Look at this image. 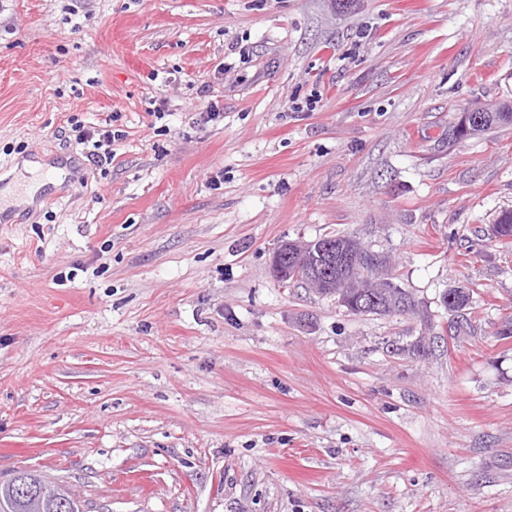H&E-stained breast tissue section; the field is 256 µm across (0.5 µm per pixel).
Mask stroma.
<instances>
[{
	"label": "stroma",
	"instance_id": "obj_1",
	"mask_svg": "<svg viewBox=\"0 0 512 512\" xmlns=\"http://www.w3.org/2000/svg\"><path fill=\"white\" fill-rule=\"evenodd\" d=\"M504 100L512 0H0V474L91 512H512V125L448 138ZM76 123L126 134L92 180ZM329 232L417 313L275 278ZM391 262L387 259L382 265L372 266L367 270H362L364 273L371 275L376 281L382 284L385 288H354L349 285L348 288H335L334 292L320 293L322 295H336L337 302L340 306L346 308L351 314H361L364 312L358 307V303L364 297H367L371 304V297L377 299L376 302L372 301L374 307L377 309L370 311L367 315H404L417 313L418 306L413 296L403 288H391L389 296H386V288L395 285L392 273L390 271ZM459 292H448V301L445 300V295L442 296V304L446 309L453 312H458L463 314L462 319L453 324V328L455 332H458L464 324H469V316L471 312L462 313L463 311H468L470 308L471 300H470V290L467 288H459Z\"/></svg>",
	"mask_w": 512,
	"mask_h": 512
}]
</instances>
